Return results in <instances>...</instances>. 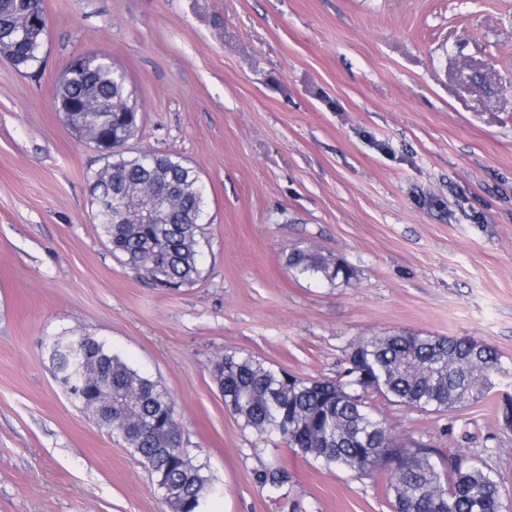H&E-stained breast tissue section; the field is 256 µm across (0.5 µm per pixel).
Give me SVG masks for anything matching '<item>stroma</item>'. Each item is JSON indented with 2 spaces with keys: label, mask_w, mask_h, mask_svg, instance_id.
<instances>
[{
  "label": "stroma",
  "mask_w": 512,
  "mask_h": 512,
  "mask_svg": "<svg viewBox=\"0 0 512 512\" xmlns=\"http://www.w3.org/2000/svg\"><path fill=\"white\" fill-rule=\"evenodd\" d=\"M45 62L0 59V512H167L139 460L69 397L50 346L103 340L174 399L218 488L209 512H389L370 479L259 440L216 357L335 379L348 344L468 336L512 362V0H44ZM137 89L133 149L172 150L206 191L201 277L153 287L100 237L103 161L52 107L75 55ZM343 261L329 284L291 249ZM376 410L405 444L476 459L512 512V429L494 398ZM280 460L289 497L255 473ZM287 265L300 275L312 276L324 280L330 284H336V280L349 282L353 277V271L347 264H337L318 252L302 249H292L287 257Z\"/></svg>",
  "instance_id": "obj_1"
}]
</instances>
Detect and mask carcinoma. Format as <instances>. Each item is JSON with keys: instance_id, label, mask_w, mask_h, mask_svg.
I'll return each instance as SVG.
<instances>
[{"instance_id": "cac0c4a2", "label": "carcinoma", "mask_w": 512, "mask_h": 512, "mask_svg": "<svg viewBox=\"0 0 512 512\" xmlns=\"http://www.w3.org/2000/svg\"><path fill=\"white\" fill-rule=\"evenodd\" d=\"M37 15L45 25L29 28ZM48 16L44 0H0V57L22 73L42 67ZM52 100L79 108L65 123L103 154L88 178L94 221L112 254L152 285L179 290L201 276L200 242L206 197L198 171L177 152H150L144 162L133 150L102 140L138 127L136 88L107 55H92L77 70L60 74ZM167 193L173 224H119L112 206L118 195L127 215ZM287 265L300 275L332 285L349 282L352 269L318 252L293 249ZM81 354L55 343L51 359L59 380L97 424L122 436L128 451L148 469L160 489L171 490L169 512H205L218 492L206 465L180 452L171 428L175 402L159 382L130 367L98 338L73 339ZM337 380L303 378L250 353L217 357L214 377L224 405L260 438L279 439L293 453L328 469L371 478L382 485L393 512H503L500 482L476 461L443 456L434 448L405 446L374 410L383 399L408 410L442 412L487 397L512 379V365L491 346L469 337L397 331L351 342ZM278 494L290 482L279 461L255 473Z\"/></svg>"}]
</instances>
